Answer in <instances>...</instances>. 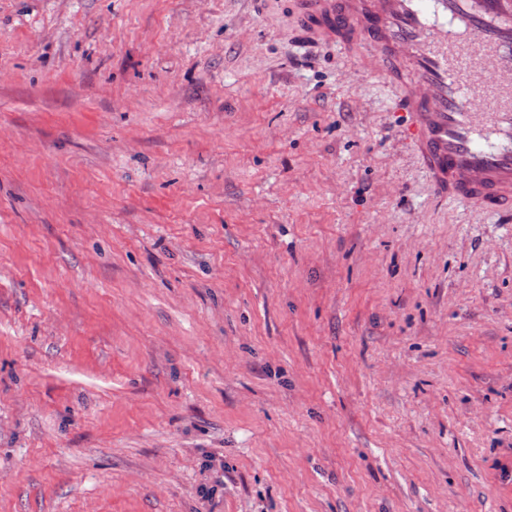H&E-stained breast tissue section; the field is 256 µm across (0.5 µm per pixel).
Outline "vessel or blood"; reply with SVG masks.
<instances>
[{
	"label": "vessel or blood",
	"mask_w": 512,
	"mask_h": 512,
	"mask_svg": "<svg viewBox=\"0 0 512 512\" xmlns=\"http://www.w3.org/2000/svg\"><path fill=\"white\" fill-rule=\"evenodd\" d=\"M308 35L371 47L438 198L512 215V0H297Z\"/></svg>",
	"instance_id": "vessel-or-blood-1"
}]
</instances>
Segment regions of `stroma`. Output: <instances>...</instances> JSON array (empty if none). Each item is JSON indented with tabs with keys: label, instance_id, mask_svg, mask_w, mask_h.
Here are the masks:
<instances>
[{
	"label": "stroma",
	"instance_id": "35a3bbf8",
	"mask_svg": "<svg viewBox=\"0 0 512 512\" xmlns=\"http://www.w3.org/2000/svg\"><path fill=\"white\" fill-rule=\"evenodd\" d=\"M295 0H0V512H512V223Z\"/></svg>",
	"mask_w": 512,
	"mask_h": 512
}]
</instances>
